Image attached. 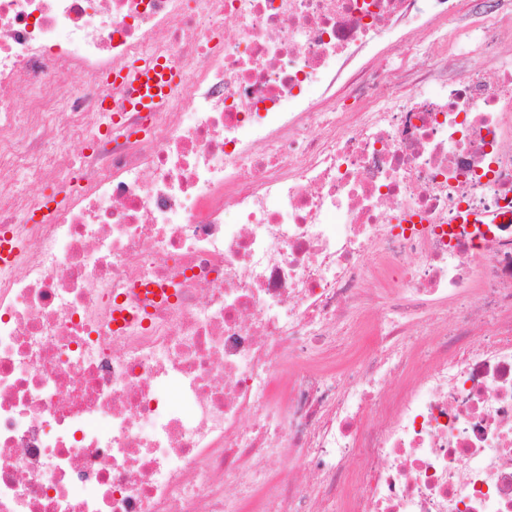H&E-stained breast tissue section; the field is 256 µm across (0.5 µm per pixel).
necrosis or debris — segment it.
I'll return each mask as SVG.
<instances>
[{"label": "necrosis or debris", "instance_id": "4bbe7bcc", "mask_svg": "<svg viewBox=\"0 0 512 512\" xmlns=\"http://www.w3.org/2000/svg\"><path fill=\"white\" fill-rule=\"evenodd\" d=\"M460 5L0 0V512H512V223L460 219L512 6L452 79ZM462 30L457 25L448 24V47L456 52L460 59L459 64L464 66L465 69L478 68L482 66L483 61L478 54L469 52L470 49L463 47L464 37L461 34ZM118 82H125L130 100H135L136 108L141 111H150L162 99V96L173 87L176 73L172 68L163 67L158 63L154 68L147 67L144 70H135L127 74L118 69L115 72ZM156 89V93H153Z\"/></svg>", "mask_w": 512, "mask_h": 512}]
</instances>
